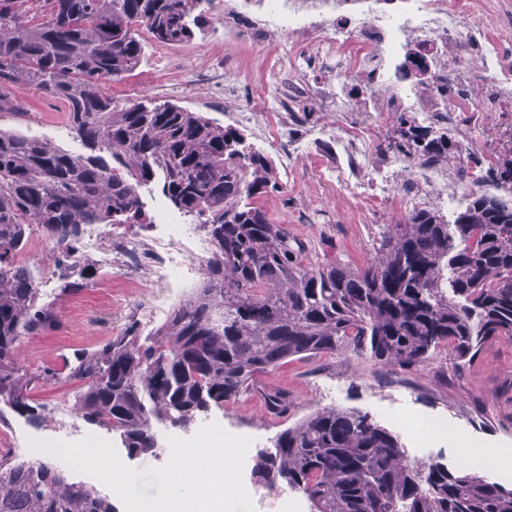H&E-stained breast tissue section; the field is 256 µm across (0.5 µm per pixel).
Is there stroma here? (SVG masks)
<instances>
[{"label":"stroma","mask_w":512,"mask_h":512,"mask_svg":"<svg viewBox=\"0 0 512 512\" xmlns=\"http://www.w3.org/2000/svg\"><path fill=\"white\" fill-rule=\"evenodd\" d=\"M232 38L223 13L210 10L204 35L169 47L162 58L156 54L155 42L147 41L143 63L122 80L107 82V91L123 102L152 97L231 124L232 113L262 104L268 64L278 52L274 40L234 50ZM227 57L236 69L249 74L248 83L232 97L225 95L223 86L202 79L207 68ZM13 93L24 110L0 114V128L45 137L73 154H86L85 145L61 118L60 102L21 86ZM333 161L330 144H312L295 175L279 171L283 192L261 197L257 204L273 217L287 213L288 233L310 242L305 262L337 259L361 267L373 255L380 225L404 220L406 213L375 198L357 205L340 192L318 186L315 173ZM144 279L141 273H100L86 288L56 299L59 327L27 338L17 352L18 365L30 370L58 368L74 350L95 347L122 331L132 318L129 305L152 298L153 290ZM272 386L288 394L287 421L274 419L266 409L264 393ZM325 407L369 414L398 436L408 459L419 463L454 467L484 448L512 449V341H492L470 361L458 360L442 347L414 371L350 352L293 361L260 377L250 396L211 411L209 417L269 447L287 423ZM0 413L5 416L0 422V448L16 449V461L30 462L28 443L44 437L46 426L33 425L8 408ZM409 417L440 418L445 433L417 447L402 424Z\"/></svg>","instance_id":"35a3bbf8"}]
</instances>
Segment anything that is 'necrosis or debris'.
Listing matches in <instances>:
<instances>
[{"instance_id": "necrosis-or-debris-1", "label": "necrosis or debris", "mask_w": 512, "mask_h": 512, "mask_svg": "<svg viewBox=\"0 0 512 512\" xmlns=\"http://www.w3.org/2000/svg\"><path fill=\"white\" fill-rule=\"evenodd\" d=\"M238 7L259 14L268 35L288 32L306 40L272 65L265 111L235 115L254 125L260 146L278 154L286 170H295L309 141L327 139L336 145L338 163L319 173L324 185L407 211L426 201L454 212L464 188L447 165L427 169L405 154L377 160V124L393 115L418 125L458 127L456 161L479 149L493 163L496 147H478L477 139L492 124L512 120V20L489 32L487 0H238ZM415 53L426 61L425 76L414 71ZM311 101L335 113V120L304 128ZM152 220L158 227L152 244L130 240L105 249L100 225L91 224L74 249L75 256L106 269L144 268L157 287L138 311L146 328L170 299L189 252L187 229L162 210ZM243 490L254 512H302L299 496L286 489L247 483Z\"/></svg>"}]
</instances>
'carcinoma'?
Wrapping results in <instances>:
<instances>
[{"instance_id":"obj_1","label":"carcinoma","mask_w":512,"mask_h":512,"mask_svg":"<svg viewBox=\"0 0 512 512\" xmlns=\"http://www.w3.org/2000/svg\"><path fill=\"white\" fill-rule=\"evenodd\" d=\"M24 2L0 0V114L20 109L14 87L33 88L66 104L70 129L92 154L0 129L1 404L44 424L33 389L75 382L77 416L118 436L133 457L154 448L153 423L187 429L291 360L349 351L411 371L443 344L471 360L495 339L512 340V204L478 191L451 224L431 206L416 208L380 228L363 268L305 264L308 242L255 203L283 186L244 134L169 102L106 92L141 64L139 29L167 46L189 43L213 0H51L40 20ZM383 150L434 165L454 144L402 117ZM486 180L512 190L511 131ZM151 185L206 229L203 283L146 336L132 320L61 370L19 367L21 343L57 324L23 262L33 227L69 247L88 224L110 239L149 223L141 190ZM58 265L60 296L94 276L68 251ZM265 403L276 418L288 414L278 388ZM252 476L303 494L310 512H512V488L465 466L416 465L398 436L353 410L326 407L286 428L256 456ZM0 512L117 508L49 464L3 457Z\"/></svg>"}]
</instances>
